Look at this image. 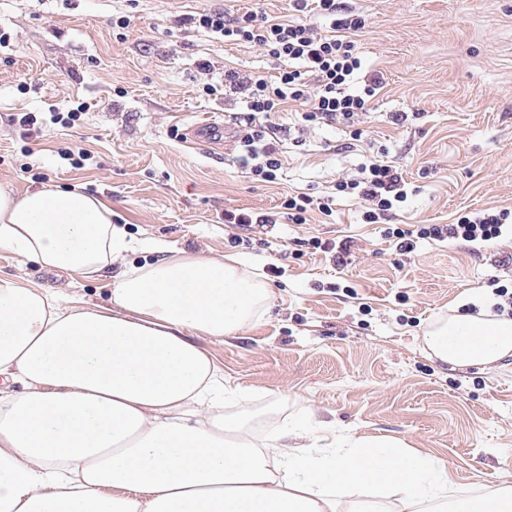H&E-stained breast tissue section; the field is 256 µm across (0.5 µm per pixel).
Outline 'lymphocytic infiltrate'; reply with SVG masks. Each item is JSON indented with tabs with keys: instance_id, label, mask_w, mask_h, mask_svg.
<instances>
[{
	"instance_id": "lymphocytic-infiltrate-1",
	"label": "lymphocytic infiltrate",
	"mask_w": 512,
	"mask_h": 512,
	"mask_svg": "<svg viewBox=\"0 0 512 512\" xmlns=\"http://www.w3.org/2000/svg\"><path fill=\"white\" fill-rule=\"evenodd\" d=\"M330 18L327 33L314 31L307 21L308 6ZM196 26L233 41H243L282 61L276 80L243 76L225 70L224 81L239 94L244 121L238 124L237 141L251 174L260 182H275L282 166L278 148V127L273 118L286 104L303 105L301 119L308 125L339 122L351 127L352 137H360L355 127L372 99L383 86V76L362 75L354 35L364 28V15L347 0H294V13L285 19L256 12L227 17L221 12H203L193 19ZM336 191L368 202L364 218L375 223L395 214L411 191L401 173L391 165L371 160L361 168L359 179L340 181ZM512 225V212L479 211L461 216L454 224H428L416 229L386 228L399 250L411 252L416 240L457 241L486 246L501 237Z\"/></svg>"
}]
</instances>
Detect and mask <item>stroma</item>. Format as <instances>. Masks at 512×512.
I'll list each match as a JSON object with an SVG mask.
<instances>
[{"label": "stroma", "mask_w": 512, "mask_h": 512, "mask_svg": "<svg viewBox=\"0 0 512 512\" xmlns=\"http://www.w3.org/2000/svg\"><path fill=\"white\" fill-rule=\"evenodd\" d=\"M365 70L385 85L358 122L286 132L275 182L255 180L234 136V94L206 95L225 68L271 76L277 63L242 41L194 27L205 10L293 12L292 0H0V186L23 195L48 183L102 195L128 234L203 256H239L272 293L236 335L198 337L225 385L248 397L224 413L267 435L308 419L326 445L342 436L392 438L447 462L464 496L512 486V356L453 368L423 344L435 321L467 313L512 284V238L492 247L420 239L405 253L366 223L365 203L337 194L373 158L417 192L399 224H450L482 209L512 211V0H352ZM127 18L126 28L116 27ZM80 109L74 126L52 114ZM37 117L23 130L14 115ZM409 113L404 126L391 116ZM88 152L72 163L73 146ZM329 196L333 213L254 227L235 243L228 212H277L288 195ZM350 242L344 263L310 238ZM112 269L82 281L0 252V276L86 303L107 297Z\"/></svg>", "instance_id": "stroma-1"}]
</instances>
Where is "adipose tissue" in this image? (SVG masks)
Instances as JSON below:
<instances>
[{"instance_id": "ef3b65f1", "label": "adipose tissue", "mask_w": 512, "mask_h": 512, "mask_svg": "<svg viewBox=\"0 0 512 512\" xmlns=\"http://www.w3.org/2000/svg\"><path fill=\"white\" fill-rule=\"evenodd\" d=\"M135 249L99 197L0 187L1 252L82 278L120 267L93 306L0 276V512H512L511 487L456 495L445 461L398 440L299 449L286 427L247 439L194 338L251 325L268 288L235 256L164 248L135 265ZM424 343L488 368L512 355V317L483 301Z\"/></svg>"}]
</instances>
